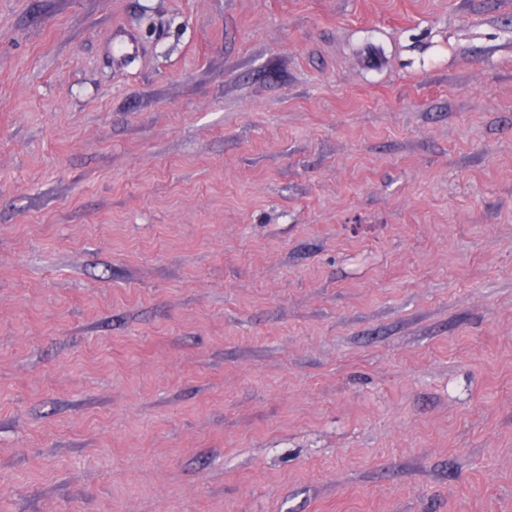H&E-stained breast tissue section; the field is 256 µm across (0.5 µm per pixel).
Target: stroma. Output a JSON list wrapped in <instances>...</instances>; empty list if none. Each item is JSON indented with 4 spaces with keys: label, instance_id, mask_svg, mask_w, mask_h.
<instances>
[{
    "label": "stroma",
    "instance_id": "35a3bbf8",
    "mask_svg": "<svg viewBox=\"0 0 512 512\" xmlns=\"http://www.w3.org/2000/svg\"><path fill=\"white\" fill-rule=\"evenodd\" d=\"M0 512H512V0H0Z\"/></svg>",
    "mask_w": 512,
    "mask_h": 512
}]
</instances>
